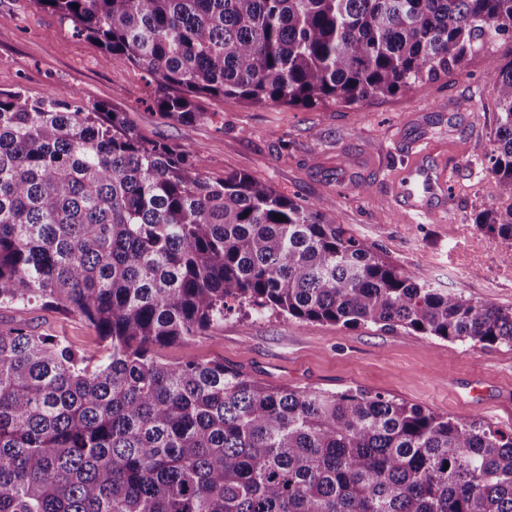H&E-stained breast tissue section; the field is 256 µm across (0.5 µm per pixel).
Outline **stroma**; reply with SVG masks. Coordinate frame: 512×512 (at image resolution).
<instances>
[{
  "label": "stroma",
  "mask_w": 512,
  "mask_h": 512,
  "mask_svg": "<svg viewBox=\"0 0 512 512\" xmlns=\"http://www.w3.org/2000/svg\"><path fill=\"white\" fill-rule=\"evenodd\" d=\"M512 61V41L405 94L354 105L252 106L205 99L211 121L170 122L148 101L142 73L75 35L70 22L35 0H0V89L40 98L74 89L86 104L127 113L149 137L201 151L211 176L242 171L336 216L352 236L431 287L476 303L512 308V264L504 244L474 224L475 213L507 205L478 145L495 127L488 60ZM447 155L453 200L438 217L404 211L392 183L418 136ZM27 324L97 349L78 316L39 305L0 306V329ZM168 362L218 361L278 386L359 388L419 404L461 421L512 432V346L450 343L375 325L340 327L276 315L227 314L202 335L162 347Z\"/></svg>",
  "instance_id": "stroma-1"
}]
</instances>
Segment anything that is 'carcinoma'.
<instances>
[{
  "label": "carcinoma",
  "mask_w": 512,
  "mask_h": 512,
  "mask_svg": "<svg viewBox=\"0 0 512 512\" xmlns=\"http://www.w3.org/2000/svg\"><path fill=\"white\" fill-rule=\"evenodd\" d=\"M155 84L353 105L413 90L512 38V0H36ZM484 147L512 261V62L491 66ZM283 219L276 218V215ZM80 317L103 346L0 330V512H512V432L362 389L273 386L154 349L236 309L512 344V309L433 288L338 219L61 89L0 90V305Z\"/></svg>",
  "instance_id": "carcinoma-1"
}]
</instances>
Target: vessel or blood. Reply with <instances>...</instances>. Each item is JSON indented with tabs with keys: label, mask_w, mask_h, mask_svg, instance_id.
<instances>
[{
	"label": "vessel or blood",
	"mask_w": 512,
	"mask_h": 512,
	"mask_svg": "<svg viewBox=\"0 0 512 512\" xmlns=\"http://www.w3.org/2000/svg\"><path fill=\"white\" fill-rule=\"evenodd\" d=\"M447 185V166L430 164L419 154L404 176L396 181L395 195L405 210L437 214L448 208Z\"/></svg>",
	"instance_id": "vessel-or-blood-1"
}]
</instances>
